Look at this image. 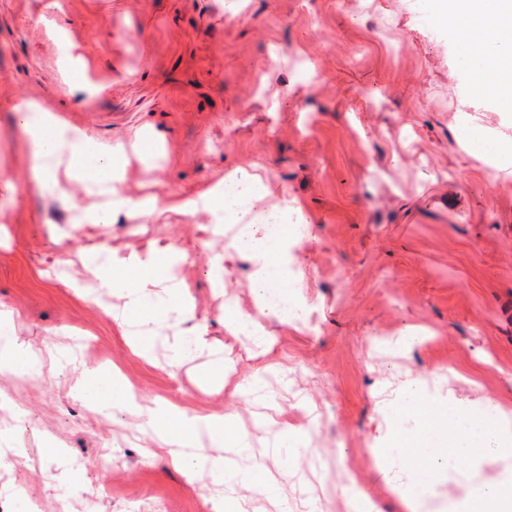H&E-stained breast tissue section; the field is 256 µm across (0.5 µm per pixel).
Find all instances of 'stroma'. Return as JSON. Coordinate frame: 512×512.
<instances>
[{"label": "stroma", "mask_w": 512, "mask_h": 512, "mask_svg": "<svg viewBox=\"0 0 512 512\" xmlns=\"http://www.w3.org/2000/svg\"><path fill=\"white\" fill-rule=\"evenodd\" d=\"M230 2L0 0V303L19 311L16 332L33 349L80 332L144 399L234 413L253 428L245 398L196 385L207 358L173 373L153 365L102 308L47 276L66 259L83 277L77 254L104 242L123 254L177 246L209 341L229 349L239 375L283 367L268 389L283 414H304L310 451L286 485L292 512H346L354 478L377 493L379 512H404L366 462L384 428L378 389L407 374L441 381L466 403L512 406V179L488 180V158L462 150L455 126L467 112L498 127V109L470 98L447 29L424 22L420 0H243L236 14ZM66 46L84 60L86 81L63 78ZM23 98L106 146L150 134L158 159L126 168L134 197L194 195L258 165L273 197L294 198L307 223L293 255L314 331L271 324L263 354L229 335L224 300L253 308V263L228 257L226 295L214 296L207 252L224 240L204 216L166 210L71 227L69 209L28 189L12 110ZM387 328L424 329L430 342L390 356L369 350ZM78 376L66 363L37 380L0 376V398L28 415L0 444L36 459L0 473L5 512L32 494L70 497V512H137L156 496L168 512H199L213 499L221 512L241 502L258 512L245 489L220 496L200 468L172 466L128 413L91 411L74 395ZM107 446L110 476L92 464Z\"/></svg>", "instance_id": "obj_1"}]
</instances>
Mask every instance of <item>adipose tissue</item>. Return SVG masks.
Listing matches in <instances>:
<instances>
[{
	"label": "adipose tissue",
	"instance_id": "adipose-tissue-1",
	"mask_svg": "<svg viewBox=\"0 0 512 512\" xmlns=\"http://www.w3.org/2000/svg\"><path fill=\"white\" fill-rule=\"evenodd\" d=\"M425 12L460 45L458 59L466 64L470 96L512 109V0H426ZM15 110L27 136L28 182L39 194L67 200L72 225H107L116 214L150 216L163 206L191 217L206 215L213 234L227 236V249L251 255L252 286L260 316L252 318L237 304L225 301V323L232 336L243 334L256 345L267 344L271 335L265 321L291 324L307 310L306 301L297 292L298 278L290 268V249L304 237L288 223L294 202L285 198L269 204L270 192L259 175L238 168L192 196L166 201L153 195L134 198L123 187L127 163L123 144L101 146L34 100L20 101ZM456 130L460 145L468 153L498 148L512 156L511 122L491 129L480 124L477 116L466 113ZM69 179L79 182L86 196L96 198V205L85 207L71 199L65 186ZM187 259L186 252L170 245L153 244L144 251L122 255L102 244L79 256L86 280L68 276L61 283L95 305L102 297H118L119 305L107 306L106 311L123 329L130 347L147 359L153 358L156 349H164L168 366L177 369L211 347L204 328L195 321L193 300L179 275ZM43 368L41 357L20 342L13 312L0 309V372L35 379L42 376ZM232 371L231 362L214 363L198 373V384L203 388L229 385L234 394L271 406L259 374L234 383L230 380ZM77 395L102 416L119 409L144 418L156 440L170 447L173 463L182 461L183 449L209 441L218 453L199 458L201 468L227 488L250 490L276 505L278 512H287L280 483L264 476L237 416L202 415L159 401L138 403L120 373L101 367L82 369ZM266 446L276 452L281 471L287 472L307 451L308 436L283 424L271 431Z\"/></svg>",
	"mask_w": 512,
	"mask_h": 512
}]
</instances>
